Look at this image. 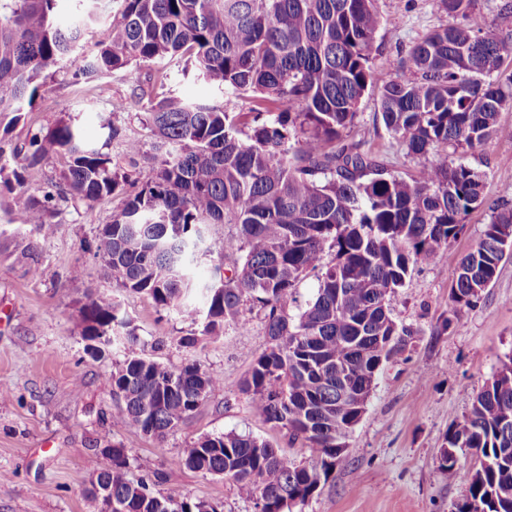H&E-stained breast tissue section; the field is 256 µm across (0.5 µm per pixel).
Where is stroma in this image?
I'll use <instances>...</instances> for the list:
<instances>
[{
  "instance_id": "stroma-1",
  "label": "stroma",
  "mask_w": 512,
  "mask_h": 512,
  "mask_svg": "<svg viewBox=\"0 0 512 512\" xmlns=\"http://www.w3.org/2000/svg\"><path fill=\"white\" fill-rule=\"evenodd\" d=\"M375 8L381 26L374 63L382 75L401 71L418 40L452 22L440 0H375ZM146 75L133 67L80 84L62 72L47 75L10 137L24 142L69 117L131 178H144V156L127 155L123 138H138L147 148L154 140L132 96ZM380 95L375 86L364 96L351 135L367 139L388 168L415 175L414 162L382 124ZM105 117L122 129V137L102 133ZM465 161L486 175L485 202L467 215L455 241L431 263L412 268L404 286L390 295L393 318L410 327L414 338L378 374L366 410L346 439L347 462L291 512H455L467 494L465 484L450 481L441 469L440 456L451 421L512 357V254L479 299L456 314L449 307L450 284L460 257L478 242L493 212L512 208V139L491 140ZM64 164L53 160L32 172L23 189L0 195V387L9 391L7 402H0V512H87L82 490L103 461L100 448L114 442L131 450L132 476L151 479L156 490L219 502L224 512H254L253 502L239 498L224 479L173 466L172 460L201 436L231 431L287 449L296 461L313 458L309 444L289 442L286 433L271 429L238 390L267 345L262 312L245 311L248 328L226 326L222 340L204 341L192 351L180 348L188 323L157 312L146 296L119 291L101 270V231L120 210L122 194L59 202L47 230L19 223L26 199L57 181ZM30 248L35 258L27 257ZM92 292L116 296L142 340H166L154 353L158 362L174 368L194 360L224 378L223 388L164 441L121 420L109 382L121 348L100 359L86 351L80 309ZM448 317L453 324L445 331L441 325Z\"/></svg>"
}]
</instances>
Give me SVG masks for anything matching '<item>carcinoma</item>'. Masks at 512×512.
<instances>
[{"instance_id": "carcinoma-1", "label": "carcinoma", "mask_w": 512, "mask_h": 512, "mask_svg": "<svg viewBox=\"0 0 512 512\" xmlns=\"http://www.w3.org/2000/svg\"><path fill=\"white\" fill-rule=\"evenodd\" d=\"M58 0H0V186L21 187L25 174L57 155L68 164L43 198L30 197L22 224H45L60 200L94 202L132 187L105 225L99 254L120 290L194 326L184 348L224 338V326L248 327L246 303L264 314L266 348L239 385L271 428L315 448L312 462L237 433L205 435L172 464L231 483L255 512H289L313 497L349 455L346 438L359 422L366 386L406 349L413 332L391 316L388 296L410 267L432 259L484 202L485 173L453 152L508 135L498 116L512 104V38L497 35L475 0H441L462 25L440 28L410 51L409 69L381 78L373 59L380 19L375 0H78L68 25ZM98 27L97 51H80ZM149 70L141 121L155 135L151 173L131 182L81 127L66 120L6 149L10 128L32 108L42 74L59 68L75 82L129 66ZM253 104L239 114L209 100L161 96L172 68ZM381 87L385 129L406 150L417 175L406 178L377 160L364 140L349 139L359 105ZM16 167L6 172L5 155ZM211 224H234L212 239ZM512 209L491 216L476 246L458 262L450 289L453 313L469 307L497 275ZM334 252L332 263L325 253ZM214 263L202 283L192 268ZM320 272L301 306L297 286ZM82 336L98 352L123 348L110 374L124 424L162 441L190 418L224 377L195 361L169 368L119 314L111 295L89 297ZM440 467L458 474L456 451L479 467L463 475L467 495L456 512H512V357L451 422ZM96 471L112 494V512H222L200 498H175L130 476L133 457L119 443L99 449Z\"/></svg>"}]
</instances>
